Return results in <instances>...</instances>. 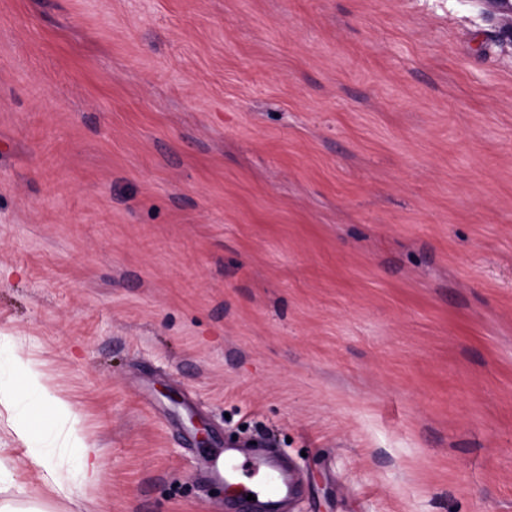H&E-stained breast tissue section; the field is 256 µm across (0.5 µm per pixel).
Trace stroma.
<instances>
[{
    "instance_id": "obj_1",
    "label": "stroma",
    "mask_w": 512,
    "mask_h": 512,
    "mask_svg": "<svg viewBox=\"0 0 512 512\" xmlns=\"http://www.w3.org/2000/svg\"><path fill=\"white\" fill-rule=\"evenodd\" d=\"M0 334L101 454L48 512H512V34L478 0H0ZM278 466L277 459L271 458L270 465L265 466L266 478L261 484V493L270 507L274 506L281 497L287 496L291 491L288 479L281 476L277 470ZM261 493L258 492V494Z\"/></svg>"
}]
</instances>
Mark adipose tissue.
<instances>
[{
    "label": "adipose tissue",
    "instance_id": "ef3b65f1",
    "mask_svg": "<svg viewBox=\"0 0 512 512\" xmlns=\"http://www.w3.org/2000/svg\"><path fill=\"white\" fill-rule=\"evenodd\" d=\"M11 366L17 385L9 392H0V406L7 410L16 437L29 446L25 463L38 472L53 496L72 498L79 489L97 482L101 469L98 450L87 441L81 417L73 404L48 395L43 374L34 360L15 355ZM37 406L49 410L54 448L34 445L39 435L33 413Z\"/></svg>",
    "mask_w": 512,
    "mask_h": 512
}]
</instances>
